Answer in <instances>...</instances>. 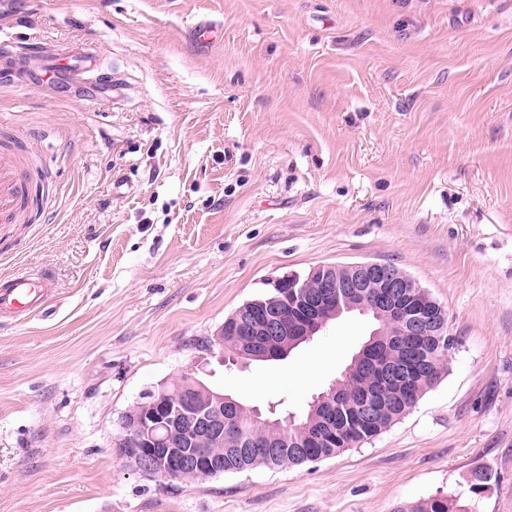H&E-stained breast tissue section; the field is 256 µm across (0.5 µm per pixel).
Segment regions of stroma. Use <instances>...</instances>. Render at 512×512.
Returning a JSON list of instances; mask_svg holds the SVG:
<instances>
[{"mask_svg":"<svg viewBox=\"0 0 512 512\" xmlns=\"http://www.w3.org/2000/svg\"><path fill=\"white\" fill-rule=\"evenodd\" d=\"M32 50L0 85L55 188L0 223V275L50 270L51 316L0 322V512H394L496 485L512 512V0H0ZM214 26L211 40L194 35ZM96 47L101 80L25 71ZM390 263L448 313L441 378L374 439L299 468L186 482L126 465L122 419L189 373L306 410L375 327L228 365L245 301L319 265ZM496 480L497 474L484 465L473 467L468 472L466 478H464L468 491L476 495L483 493L481 489H478V486L489 485L490 487L493 485V482H496Z\"/></svg>","mask_w":512,"mask_h":512,"instance_id":"35a3bbf8","label":"stroma"}]
</instances>
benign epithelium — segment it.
Returning a JSON list of instances; mask_svg holds the SVG:
<instances>
[{"label": "benign epithelium", "instance_id": "7a95c632", "mask_svg": "<svg viewBox=\"0 0 512 512\" xmlns=\"http://www.w3.org/2000/svg\"><path fill=\"white\" fill-rule=\"evenodd\" d=\"M310 277L320 281L321 291L305 290L299 275L293 273L274 280L276 295L263 303L264 315L242 309L232 331L261 336L266 346L282 341L291 348L288 337L307 341L344 311L372 314L381 325L373 335L386 337V344L401 357L367 365L376 384L359 391L358 409L366 420L388 412L418 369L417 361L410 357L411 341L423 343L428 336L444 335L443 307L430 300L428 292L409 275L388 263L320 265L312 269ZM285 288L304 310L300 324L290 325L278 315ZM185 382L188 387L177 398L161 388L140 410L127 413L122 424L119 448L123 458L144 474L181 480L188 473L208 478L224 472V426L236 419L242 404L190 374L176 379L178 386ZM341 391L337 380L309 403L310 415H329L325 432L336 426V399ZM185 438L199 447H180Z\"/></svg>", "mask_w": 512, "mask_h": 512}]
</instances>
